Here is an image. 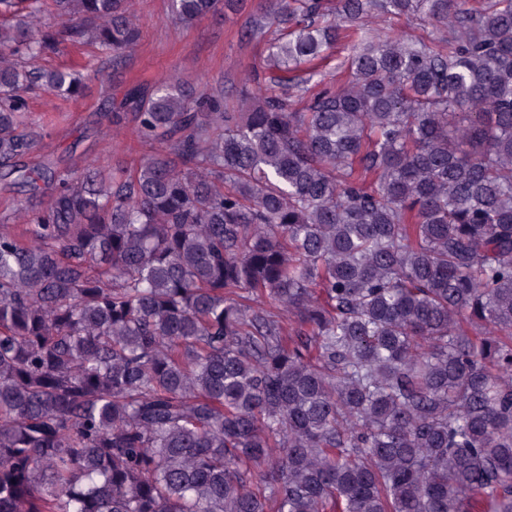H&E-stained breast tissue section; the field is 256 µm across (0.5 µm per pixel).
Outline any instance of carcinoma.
Masks as SVG:
<instances>
[{"label":"carcinoma","instance_id":"cac0c4a2","mask_svg":"<svg viewBox=\"0 0 512 512\" xmlns=\"http://www.w3.org/2000/svg\"><path fill=\"white\" fill-rule=\"evenodd\" d=\"M266 33L275 72L347 40V81L133 88L153 154L60 173L22 127L81 82L32 63L140 24L0 0V512H512V0H265ZM5 169L0 170V225L23 224L18 220L15 210L20 201L28 196L19 186L12 184V178L3 177Z\"/></svg>","mask_w":512,"mask_h":512}]
</instances>
